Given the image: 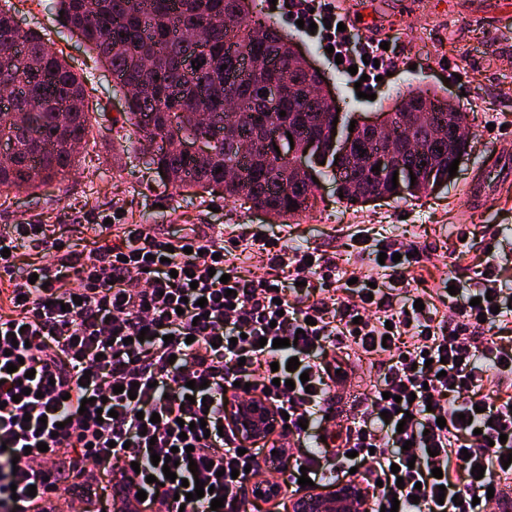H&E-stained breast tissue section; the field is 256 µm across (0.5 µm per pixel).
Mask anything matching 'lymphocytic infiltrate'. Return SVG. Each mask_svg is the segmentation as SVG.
Masks as SVG:
<instances>
[{
    "label": "lymphocytic infiltrate",
    "instance_id": "lymphocytic-infiltrate-1",
    "mask_svg": "<svg viewBox=\"0 0 512 512\" xmlns=\"http://www.w3.org/2000/svg\"><path fill=\"white\" fill-rule=\"evenodd\" d=\"M275 14L291 27L315 23L320 45L341 54L340 71L364 75L362 90L397 68L380 43L337 31L342 17L329 0H277ZM120 230V244L86 250L33 224L0 230V251H10L0 254V512H118V487L146 492L139 512H245L264 451L242 453L224 408L255 394L289 415L277 456L290 484L303 474L341 481L354 468L372 490L370 512L394 500L398 512H499L512 487V465L503 464L512 396L497 391L512 381V294L495 274L449 296L443 314L429 301L415 308L398 273L419 259L396 240L383 242L384 263L351 285L315 250L261 240L259 277L202 235L163 239L150 224ZM277 338L292 344L273 347ZM344 352L378 359L379 377L342 448L315 451L299 422H324L348 378ZM293 357L300 365L290 371ZM155 454L175 456L177 482L152 464ZM195 476L209 491L189 500L182 482ZM216 497L224 505L215 511Z\"/></svg>",
    "mask_w": 512,
    "mask_h": 512
}]
</instances>
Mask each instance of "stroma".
<instances>
[{
  "label": "stroma",
  "mask_w": 512,
  "mask_h": 512,
  "mask_svg": "<svg viewBox=\"0 0 512 512\" xmlns=\"http://www.w3.org/2000/svg\"><path fill=\"white\" fill-rule=\"evenodd\" d=\"M9 3L22 26L50 39L78 73L96 119L64 181L0 198V226L51 224L73 242L89 246L101 234L103 216L119 210L123 223L154 225L162 237L195 227L210 239L236 241L248 269L261 263L253 236L275 235L282 244L324 252L342 273L360 266L350 236L363 230L368 245L397 239L416 248L422 261L404 275L419 280L435 298L442 295L444 280L472 275L485 247L512 252V186L498 196L470 194L476 181L491 182L497 170L512 164V0H415L414 16L405 23L396 16L398 0H349L350 9L377 22L379 41L404 59L372 101L357 96L312 38L293 32L342 111L366 115L380 111L398 92L428 88L467 113L471 150L456 177L437 192L349 207L325 177L311 210L274 222L225 199L223 192L195 195L166 185L122 138L115 119L125 101L111 72L94 62L83 41L41 0ZM457 224L474 226V237L456 240L451 231Z\"/></svg>",
  "instance_id": "stroma-1"
}]
</instances>
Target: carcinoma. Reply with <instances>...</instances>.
I'll list each match as a JSON object with an SVG mask.
<instances>
[{
	"instance_id": "obj_1",
	"label": "carcinoma",
	"mask_w": 512,
	"mask_h": 512,
	"mask_svg": "<svg viewBox=\"0 0 512 512\" xmlns=\"http://www.w3.org/2000/svg\"><path fill=\"white\" fill-rule=\"evenodd\" d=\"M237 2L51 0L55 11H64V27L80 33L96 61L123 73L133 87L124 121L130 143L143 151L145 141L163 142L175 131L207 140L205 155L185 158L160 145L147 161L173 187L207 189L221 183L224 196L280 217L296 215L295 203L312 207L314 176L331 178L349 204H362L372 195L400 197L391 181L369 169L371 157L383 148L381 137L360 138L364 151L336 160L331 138L335 112L311 103L310 87L317 78L286 49L288 35L254 14L237 15ZM245 53L274 57L278 66L243 74L239 60ZM189 57L200 63L199 69L185 64ZM284 75L294 78V89L269 102L263 91ZM11 80L17 91L11 111H0V139L13 149L0 155V195L65 178L75 164L76 147L92 132L79 78L49 40L16 28L14 15L0 7V86ZM229 93L243 105L244 118L236 127L225 125ZM394 103L408 117L394 138L413 145L402 158L407 194L447 184L448 99L412 89ZM270 126L292 129L299 149L311 133L326 132L323 150L308 158L310 172L286 194L279 187L281 158L257 148Z\"/></svg>"
}]
</instances>
